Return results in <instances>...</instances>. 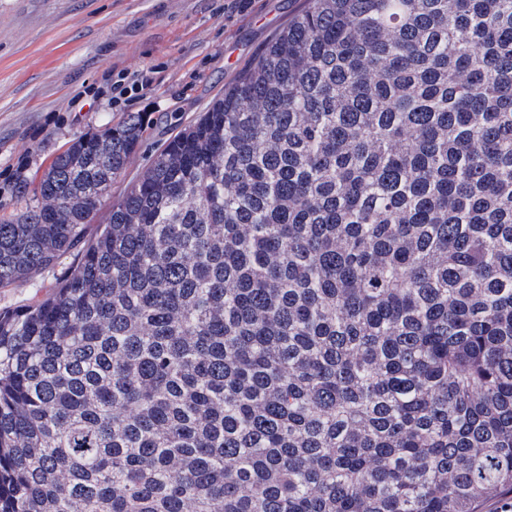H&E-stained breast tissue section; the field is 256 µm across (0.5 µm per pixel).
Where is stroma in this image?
<instances>
[{"label": "stroma", "mask_w": 512, "mask_h": 512, "mask_svg": "<svg viewBox=\"0 0 512 512\" xmlns=\"http://www.w3.org/2000/svg\"><path fill=\"white\" fill-rule=\"evenodd\" d=\"M0 0V213L23 209L13 193L40 178L75 136L147 113L146 139L112 183L111 198L143 174L177 125L223 95L304 0ZM146 71L150 92L116 106L112 74ZM69 259L26 283L0 288V309L50 294Z\"/></svg>", "instance_id": "35a3bbf8"}]
</instances>
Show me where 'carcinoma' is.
Listing matches in <instances>:
<instances>
[{
  "instance_id": "obj_1",
  "label": "carcinoma",
  "mask_w": 512,
  "mask_h": 512,
  "mask_svg": "<svg viewBox=\"0 0 512 512\" xmlns=\"http://www.w3.org/2000/svg\"><path fill=\"white\" fill-rule=\"evenodd\" d=\"M0 216V512H480L512 492V0H306ZM72 261L73 257L66 256L55 267L39 272L18 287L0 288V309H21L45 298Z\"/></svg>"
}]
</instances>
